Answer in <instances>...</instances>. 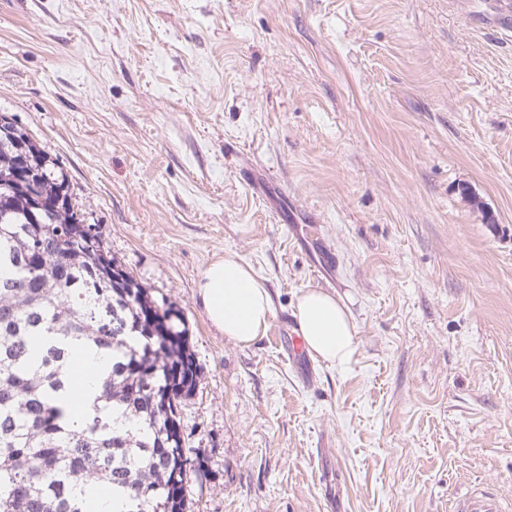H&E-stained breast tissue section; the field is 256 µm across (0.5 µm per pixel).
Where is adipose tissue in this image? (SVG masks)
<instances>
[{"instance_id": "1", "label": "adipose tissue", "mask_w": 512, "mask_h": 512, "mask_svg": "<svg viewBox=\"0 0 512 512\" xmlns=\"http://www.w3.org/2000/svg\"><path fill=\"white\" fill-rule=\"evenodd\" d=\"M197 292L209 323L234 343L247 346L264 336L272 316L265 284L250 266L227 256L201 273ZM297 331L308 351L332 367H345L356 351L355 326L336 295L320 288L303 289L296 298ZM79 392L73 411L82 413L97 391L96 384L112 367V358L76 347Z\"/></svg>"}]
</instances>
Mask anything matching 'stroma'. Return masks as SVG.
Returning a JSON list of instances; mask_svg holds the SVG:
<instances>
[{"mask_svg":"<svg viewBox=\"0 0 512 512\" xmlns=\"http://www.w3.org/2000/svg\"><path fill=\"white\" fill-rule=\"evenodd\" d=\"M0 114L115 262L184 318L185 512L512 504V13L498 0H0ZM231 255L269 328L196 283ZM337 293L344 368L287 357ZM197 292L207 320L224 338L248 346L266 334L270 293L247 264L231 256L214 260L201 273ZM297 331L307 350L332 367H345L356 351L355 326L343 302L322 288H305L296 298ZM500 497L485 491L474 489L457 499L455 512H507Z\"/></svg>","mask_w":512,"mask_h":512,"instance_id":"35a3bbf8","label":"stroma"}]
</instances>
